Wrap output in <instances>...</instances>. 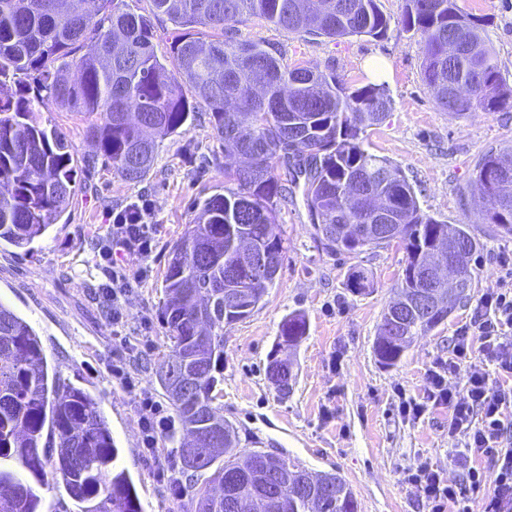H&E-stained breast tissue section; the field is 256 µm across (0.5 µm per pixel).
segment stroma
Returning a JSON list of instances; mask_svg holds the SVG:
<instances>
[{"label": "stroma", "instance_id": "1", "mask_svg": "<svg viewBox=\"0 0 512 512\" xmlns=\"http://www.w3.org/2000/svg\"><path fill=\"white\" fill-rule=\"evenodd\" d=\"M390 20L385 37H313L257 17L226 22L225 47L259 43L287 67L335 75L357 89L381 83L390 100L382 122L368 127L364 146L399 167L419 206L440 223L469 225L481 242L473 261V287L448 317L417 337L397 365L375 359L377 328L405 265L398 244L358 254L327 251L301 190L279 201L278 231L288 250L274 284L251 316L224 328V395L218 403L240 437V450L282 455L315 473L339 475L358 502V512H425L406 471L429 458L451 482L466 474L456 462L458 438L448 434V411L437 407L421 419L400 416V394L422 397L427 373L447 361L458 326L478 298L505 278L500 256H512V236L481 223L483 202L469 181L490 148H512V106L456 115L441 107L423 81L426 51L421 32L407 29V0H377ZM481 18L489 51L512 89V0H458ZM380 57L387 73L374 79L367 61ZM33 124L62 130L74 148L76 185L66 211L30 245L0 241V302L38 334L50 379L82 389L103 412L119 450L117 468L131 477L142 512H194L190 495L172 496L141 444L137 397L168 398L156 375L166 350L161 312L163 280L173 246L195 216L199 200L234 189L225 170L238 158L224 154L211 114L197 103L178 133L157 139L154 163L138 182L124 180L86 136L87 119L52 104L34 106ZM152 205L155 247L148 275L127 297L123 322L113 325L98 298L105 282L100 258L113 213L138 199ZM366 271L370 288L357 292L348 275ZM302 314L305 339L288 353L294 382L279 393L266 376L268 355L282 321ZM130 356L140 378L128 395L108 372L113 358Z\"/></svg>", "mask_w": 512, "mask_h": 512}]
</instances>
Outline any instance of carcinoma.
Listing matches in <instances>:
<instances>
[{
  "label": "carcinoma",
  "mask_w": 512,
  "mask_h": 512,
  "mask_svg": "<svg viewBox=\"0 0 512 512\" xmlns=\"http://www.w3.org/2000/svg\"><path fill=\"white\" fill-rule=\"evenodd\" d=\"M55 0H0V183L10 186L0 194V240L24 246L44 235L66 210L75 186L72 146L66 135L27 122L34 102H49L89 116L101 115V122L89 126V135L101 155L127 181H139L154 161V141L150 133L174 134L189 119L194 104L184 95L188 86L192 97L211 111L214 129L224 141V152L261 155L265 161L280 149L282 131L279 112L259 111L262 102L250 92L256 70L266 67L269 79L266 95L288 94L289 111L315 117V130L299 151L309 150L317 158L304 194L309 209L317 211L315 225L320 241L332 253L358 254L379 243L359 239L347 229L364 224L366 216L347 201L345 185L359 171L387 173L391 180L376 179L371 193L392 199L397 209L395 240L402 244L406 261L397 288L410 296L419 287L414 270L420 266L424 250L435 245L438 236L452 233L463 250L458 272L460 289L445 313L411 316L400 326L407 340L394 342L377 333L374 354L383 367L395 365L414 337L428 332L444 320L456 302L472 287L471 262L481 247L466 226L441 224L424 213L414 187L402 171L362 146L360 134L376 124L369 115L390 108L386 91L366 86L353 91L325 76L328 90L315 95L314 88L297 87L301 68L288 69L280 59L257 44L228 49L217 40L205 43L192 37L197 26L224 30L234 18L251 15L263 18L291 32L305 33L306 26L294 15L297 0H152L155 10L183 30L172 45L176 71L161 62L152 45L153 25L143 15L123 10L121 0H99L101 16L84 10L86 0H67L66 9L53 10ZM362 13L349 25L329 13L322 15L316 35L338 38L365 35L380 38L389 29V19L376 0H358ZM481 19L458 6L457 0H408L404 24L426 36L427 51L423 80L435 91L433 79L450 82L464 91L453 112L463 115L477 109L498 110L512 103V91L503 87L498 65L486 49L478 63L467 56L448 59V34L456 28L466 31L472 43H482ZM80 71L76 83L63 71ZM224 73V87L207 92L211 74ZM39 81L45 92L32 100L25 95L27 79ZM17 90L3 94L7 83ZM132 112L157 116V126L141 128L128 119ZM147 155L139 166L130 164V153L140 144ZM512 157V150L496 154L487 151L475 167L472 191L486 201L480 219L499 232L512 235V181L503 187L491 186L486 172L499 156ZM266 167L261 183L248 178L237 180V189L227 195H212L197 203L194 229L181 237L171 251L164 279L166 303L162 309L170 348L158 367L185 365L196 375L195 397L179 400L171 385L165 392L175 408L183 431L214 433L225 438L227 457L237 454L239 437L224 421V408L214 404L216 387L224 380V325L244 320L242 313H224V302L212 306V334L203 338L194 332L189 308L195 295L224 278V262L206 264L178 257L180 244L203 235H223L224 215L231 213L238 231L265 242L266 225H277L274 199L287 188ZM307 333L303 316L295 314L280 326V335L294 348ZM48 434H43L44 427ZM185 470H208L212 458L198 465L179 449ZM118 457L111 431L98 404L74 386L49 383L39 337L32 327L11 309L0 304V512H38L40 497L24 478L43 482L46 466L60 478L80 512H142L130 478L114 466ZM207 486L184 487L195 503V512H224L206 495ZM281 495L288 500V512H309L307 501L291 483H284ZM315 512H358L351 492L323 495Z\"/></svg>",
  "instance_id": "obj_1"
}]
</instances>
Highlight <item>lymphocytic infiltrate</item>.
<instances>
[{"label":"lymphocytic infiltrate","instance_id":"1","mask_svg":"<svg viewBox=\"0 0 512 512\" xmlns=\"http://www.w3.org/2000/svg\"><path fill=\"white\" fill-rule=\"evenodd\" d=\"M149 214L143 199L114 214L110 242L101 251L109 263L101 295L116 325L123 320L122 302L134 282L112 256L121 252L140 262L150 257L154 233ZM460 375L465 378L462 388L452 387L451 379ZM137 405L142 443L151 453L158 439L173 433L175 419L151 399L138 397ZM432 405L447 407L448 432L462 436L464 461L485 457L493 465V489L477 512H512V443L505 438L512 428V280L479 297L469 321L456 330L451 357L429 371L423 398H401L398 411L417 420ZM407 479L429 512H445L450 504L457 512H476L462 489L448 483L429 460L417 459Z\"/></svg>","mask_w":512,"mask_h":512}]
</instances>
